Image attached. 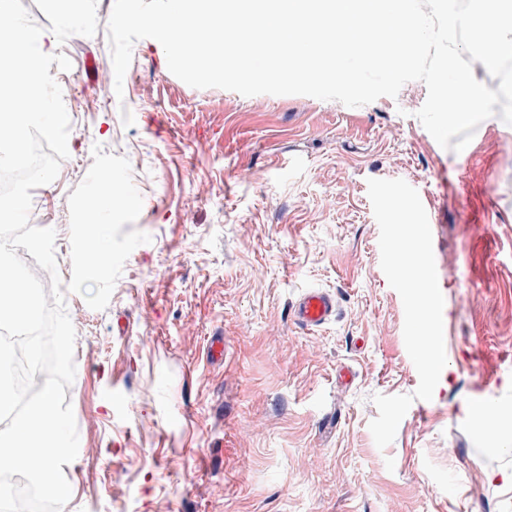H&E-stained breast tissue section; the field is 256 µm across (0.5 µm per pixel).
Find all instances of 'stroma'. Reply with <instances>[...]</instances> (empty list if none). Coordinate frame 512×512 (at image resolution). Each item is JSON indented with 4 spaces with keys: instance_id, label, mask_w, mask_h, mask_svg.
Listing matches in <instances>:
<instances>
[{
    "instance_id": "obj_1",
    "label": "stroma",
    "mask_w": 512,
    "mask_h": 512,
    "mask_svg": "<svg viewBox=\"0 0 512 512\" xmlns=\"http://www.w3.org/2000/svg\"><path fill=\"white\" fill-rule=\"evenodd\" d=\"M21 2L71 62L77 133L34 190L59 218V267L72 268L68 198L94 145L143 157V207L124 229L150 240L125 287L102 310L67 296L85 336L65 394L79 437L67 512H512V126L477 127L456 153L416 116L423 82L360 107L245 97L185 84L150 38L104 103L92 74L113 69V0L63 16ZM372 178L405 180L427 212L447 357L383 449L372 398L413 393L419 376L380 266ZM308 288L337 299L312 331L288 315Z\"/></svg>"
}]
</instances>
